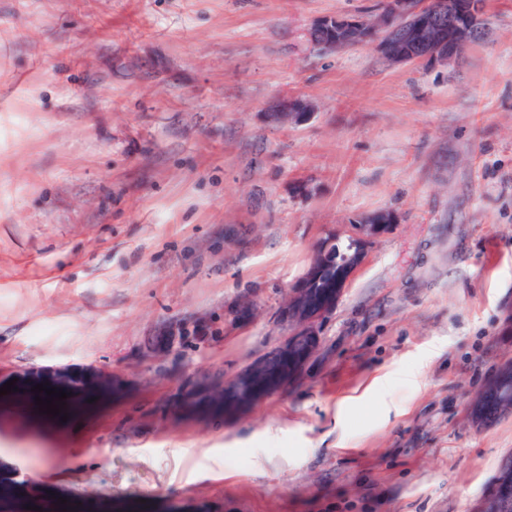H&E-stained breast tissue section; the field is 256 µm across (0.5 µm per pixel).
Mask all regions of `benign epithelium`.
Instances as JSON below:
<instances>
[{
    "instance_id": "1",
    "label": "benign epithelium",
    "mask_w": 512,
    "mask_h": 512,
    "mask_svg": "<svg viewBox=\"0 0 512 512\" xmlns=\"http://www.w3.org/2000/svg\"><path fill=\"white\" fill-rule=\"evenodd\" d=\"M485 0H381L383 16L396 25L382 26L372 37L379 53L394 64L424 63L447 65L487 30ZM363 21L356 17H325L307 32L309 44L317 51L336 52L360 44ZM279 118L302 123L312 115L309 105L300 99H284L277 105ZM393 219L373 216L356 226L351 240L357 251L343 264L331 297L311 301V293L325 282L336 266L331 238L318 248L306 275L289 289L278 312L287 333L273 349L253 360L245 369L224 379V416H239L271 395L289 388L291 382L304 379L309 369L326 358L323 328L336 310L344 289L366 258L372 240L387 232ZM502 369L499 383L487 392L503 403L512 404L509 375ZM501 479L495 481L478 504V512H512V456L500 467Z\"/></svg>"
}]
</instances>
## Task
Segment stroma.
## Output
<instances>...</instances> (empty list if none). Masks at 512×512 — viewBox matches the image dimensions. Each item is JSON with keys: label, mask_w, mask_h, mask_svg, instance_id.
<instances>
[{"label": "stroma", "mask_w": 512, "mask_h": 512, "mask_svg": "<svg viewBox=\"0 0 512 512\" xmlns=\"http://www.w3.org/2000/svg\"><path fill=\"white\" fill-rule=\"evenodd\" d=\"M379 3L0 0V512H475L512 454V414L468 420L512 360V0L447 66L303 38ZM381 212L328 358L225 418L319 243ZM309 105L300 99H284L277 105L279 118L291 122L302 123L312 115Z\"/></svg>", "instance_id": "1"}]
</instances>
